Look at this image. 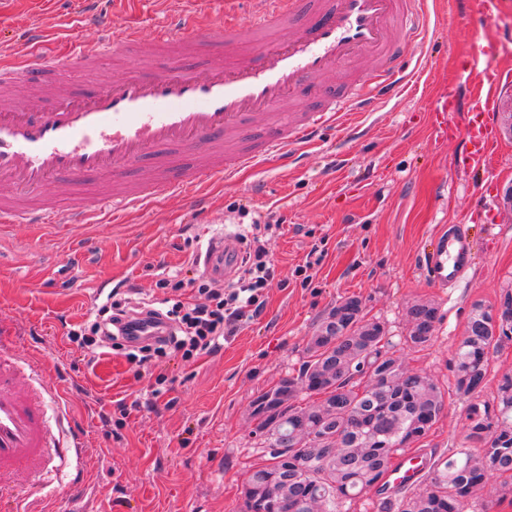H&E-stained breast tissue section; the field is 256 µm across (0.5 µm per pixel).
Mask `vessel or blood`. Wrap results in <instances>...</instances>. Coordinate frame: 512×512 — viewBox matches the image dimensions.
<instances>
[{"instance_id":"vessel-or-blood-1","label":"vessel or blood","mask_w":512,"mask_h":512,"mask_svg":"<svg viewBox=\"0 0 512 512\" xmlns=\"http://www.w3.org/2000/svg\"><path fill=\"white\" fill-rule=\"evenodd\" d=\"M249 24L236 14L214 18L177 12L157 25L151 40L126 28L118 40L73 37L66 57L45 53L47 33L30 28L25 53L0 70V226L41 230L93 223L98 210L120 215L156 195L181 193L216 179L232 180L267 156L292 159L316 143L322 131L350 125L373 102L402 84L405 47L424 38L430 17L424 0H247ZM479 21L469 33L484 40L498 23L486 0H471ZM163 49L161 63L142 65L118 80L84 88L54 77L62 66L83 69L121 51ZM373 60L364 68L365 60ZM357 76L333 85L336 69ZM499 87L503 74L475 54L461 64L442 111L459 110L461 87L474 79ZM35 86L32 100L17 105L13 88ZM466 130L439 124L442 136L466 133L470 148L459 164L489 172L497 137L490 98L473 99ZM112 185L99 207L77 195L90 182ZM54 185L51 201L37 192ZM472 263L471 240L462 225L445 224L425 258L428 278L446 288ZM242 264L237 241L209 239L204 273L224 282ZM170 324L148 312L126 321L125 339L136 344L167 336ZM42 375L38 362L0 351V490L41 481L78 446L68 443L49 386L23 385L22 370ZM423 472L417 456L397 458L379 484V497L394 496Z\"/></svg>"}]
</instances>
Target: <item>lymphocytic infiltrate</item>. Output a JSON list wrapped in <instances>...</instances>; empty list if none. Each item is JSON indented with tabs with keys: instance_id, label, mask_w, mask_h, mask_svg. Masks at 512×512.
Instances as JSON below:
<instances>
[{
	"instance_id": "obj_1",
	"label": "lymphocytic infiltrate",
	"mask_w": 512,
	"mask_h": 512,
	"mask_svg": "<svg viewBox=\"0 0 512 512\" xmlns=\"http://www.w3.org/2000/svg\"><path fill=\"white\" fill-rule=\"evenodd\" d=\"M268 233L253 225L244 242L248 249V266L236 284L230 288H214L199 283L197 301H176L166 316L173 331L166 339L138 346L125 344L118 329L122 321L120 302H112V314L87 327L71 329L70 341L83 348L96 345L99 338L111 340L115 350L123 351L127 361L139 369L159 366L164 358L180 357L194 360L214 349L220 340L237 335L242 323L257 315L262 305V293L274 276V266L267 248Z\"/></svg>"
}]
</instances>
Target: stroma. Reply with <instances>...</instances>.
Instances as JSON below:
<instances>
[{"label":"stroma","mask_w":512,"mask_h":512,"mask_svg":"<svg viewBox=\"0 0 512 512\" xmlns=\"http://www.w3.org/2000/svg\"><path fill=\"white\" fill-rule=\"evenodd\" d=\"M494 3L498 25L476 45L463 0H428L436 23L407 47L400 91L363 115L358 132L328 129L293 164L269 158L234 182L209 184L204 208L158 198L117 220L102 215L89 229L38 236L17 224L0 236L1 349L42 362L86 444L60 476L77 481L76 491L28 489L31 512H241L256 460L253 402L297 373L318 324L348 297L396 336L405 331L407 306L438 307L442 320L431 347L407 353L405 363L452 387L473 304L495 303L512 286V208L503 205L512 185V138L499 136L488 181L460 168L462 139L440 137L433 123L469 55L484 53L512 72V0ZM84 8V0H0V60L24 49L30 25ZM97 10L114 37L130 25L152 34L162 20L152 0L118 10L113 0H99ZM256 223L277 227L268 243L275 274L260 312L212 352L191 362L172 359L165 383L135 376L110 340L98 342L92 361L70 342V327L94 321L112 299L155 308L167 298L188 300L192 288H163L160 279H203L193 260L207 239ZM463 223L474 263L454 287L434 285L423 260L435 230ZM312 253L319 262L310 266ZM106 283L111 295L97 296ZM467 405L447 398L416 453L458 448Z\"/></svg>","instance_id":"stroma-1"}]
</instances>
